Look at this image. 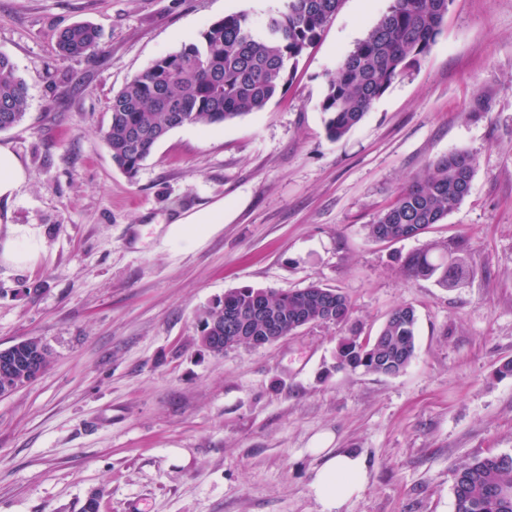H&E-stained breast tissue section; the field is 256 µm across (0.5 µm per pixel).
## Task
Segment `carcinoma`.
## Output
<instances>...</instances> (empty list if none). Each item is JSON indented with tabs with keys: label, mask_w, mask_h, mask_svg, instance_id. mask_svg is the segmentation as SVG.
I'll list each match as a JSON object with an SVG mask.
<instances>
[{
	"label": "carcinoma",
	"mask_w": 512,
	"mask_h": 512,
	"mask_svg": "<svg viewBox=\"0 0 512 512\" xmlns=\"http://www.w3.org/2000/svg\"><path fill=\"white\" fill-rule=\"evenodd\" d=\"M342 0H285L263 25L249 14L234 13L211 23L199 38L154 61L112 96L104 141L114 164L133 177L155 146L184 125L209 126L262 111L288 86L299 59L321 36ZM448 13V0H389L386 11L344 57L329 78L320 103L327 138L335 141L364 117L393 81L424 56L435 42ZM98 34L78 23L56 34L60 59L87 55ZM27 109V87L8 57L0 54V132L18 125ZM474 158L452 151L417 174L367 225L378 241L417 236L460 207L469 195ZM451 261H434L428 253L408 256L404 270L413 277H437L456 286L468 273L464 247ZM264 305L278 335L289 336L297 323H348L347 297L317 284L297 291L273 292L244 286L224 294V301L200 319V335L233 334V327L253 304ZM416 315L412 306L394 309L375 336L356 328L339 339L336 369L386 375L406 369L415 355ZM50 353L31 338L9 352L16 374ZM454 512H512V455L488 453L454 466Z\"/></svg>",
	"instance_id": "1"
}]
</instances>
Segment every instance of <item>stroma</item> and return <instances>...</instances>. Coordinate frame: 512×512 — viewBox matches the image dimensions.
<instances>
[{
  "label": "stroma",
  "instance_id": "35a3bbf8",
  "mask_svg": "<svg viewBox=\"0 0 512 512\" xmlns=\"http://www.w3.org/2000/svg\"><path fill=\"white\" fill-rule=\"evenodd\" d=\"M389 0H343L266 108L169 132L127 177L101 131L123 85L212 22H254L282 0H0V54L28 89L0 132L28 179L0 200V242L19 227L43 252L0 259V349L35 337L52 362L0 397V512H320L309 483L321 441L367 461L344 512H453L452 468L512 455V0H450L429 53L340 140L319 103ZM95 25L101 49L60 59L54 30ZM453 150L475 159L469 196L417 237L366 226ZM223 206L192 244L172 226ZM467 248L446 288L408 276L409 255ZM341 291L363 335L416 311L402 373L339 371L344 330L213 355L200 315L252 286Z\"/></svg>",
  "mask_w": 512,
  "mask_h": 512
}]
</instances>
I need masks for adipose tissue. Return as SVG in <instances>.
I'll return each instance as SVG.
<instances>
[{
  "instance_id": "adipose-tissue-1",
  "label": "adipose tissue",
  "mask_w": 512,
  "mask_h": 512,
  "mask_svg": "<svg viewBox=\"0 0 512 512\" xmlns=\"http://www.w3.org/2000/svg\"><path fill=\"white\" fill-rule=\"evenodd\" d=\"M321 466L312 476L310 487L321 505V512H342L366 478V463L361 455L334 448L318 449Z\"/></svg>"
}]
</instances>
